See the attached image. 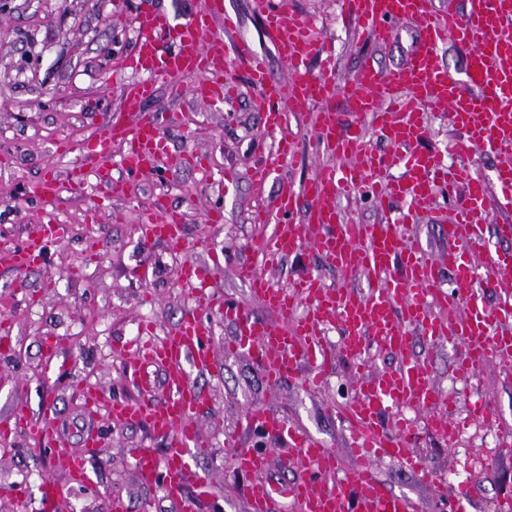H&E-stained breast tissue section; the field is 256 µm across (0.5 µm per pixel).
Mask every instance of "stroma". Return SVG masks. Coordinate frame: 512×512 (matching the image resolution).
<instances>
[{
	"label": "stroma",
	"mask_w": 512,
	"mask_h": 512,
	"mask_svg": "<svg viewBox=\"0 0 512 512\" xmlns=\"http://www.w3.org/2000/svg\"><path fill=\"white\" fill-rule=\"evenodd\" d=\"M224 4L238 20L240 34L266 56L272 77L286 79L288 66L265 34L257 0ZM203 5L204 0H0V247L20 245L30 226L44 221L69 228L68 237L51 244L28 271L0 268V303H7L10 320L8 345L0 350V420L19 403L36 419L49 407L61 447L82 452L83 438L91 430L98 431L102 443L86 457L90 483L67 486L60 512H112L116 495L125 499L129 512H181L188 501L194 512H250L247 489L252 478L238 469L236 451H268L270 463L261 479L276 490L303 476L296 466L282 464L280 437L243 423L244 412L254 406L337 450L341 466L353 462L347 425L326 409L327 404L343 406L355 398L353 362L338 359L334 373L316 387L305 388L288 378L273 386L261 363L247 352H224L225 340L236 334L225 305L242 306L256 320L272 318L234 274L248 244L272 231L271 225L251 223L253 207L272 206L282 183L300 184L319 166L346 165L321 153L316 113H287L283 131L294 151L271 169L260 187L252 181V169L261 156L274 151L277 137L264 129L256 92L245 87L238 98L211 105L188 93L175 94L171 80L162 78L147 109L159 113L172 152L197 156L198 165L162 164L132 177L113 167V177L127 183L125 197L118 200L91 173L85 176L84 196L65 193L50 205L27 196L28 185L48 165L63 172L80 162L82 147L105 114L120 116L124 79L110 76L107 66L112 56L131 53L134 17L154 8L179 14ZM287 6L311 18L316 35L330 46L341 82L366 59L386 73L401 67L419 36L418 20L408 18L398 23L389 44L359 42L340 0H287ZM426 120L430 133L424 148L441 152L448 165L467 166L476 176L495 181L493 158L458 148L447 108L427 109ZM61 144L71 151L59 158L55 151ZM228 169L236 174L231 184L224 181ZM159 198L184 212L186 241L208 237V251H177L167 242L140 237L136 226ZM92 206L99 209L95 224L86 216ZM455 206L452 200L427 201L414 223L400 230L418 240L427 257H441L448 252V234L430 215ZM213 208L222 209L223 223H206ZM301 233L299 254L266 268L271 283L287 287L297 275L311 271L326 288L337 287L341 274L320 262L312 245L314 227H303ZM179 257L209 268L207 305H198L193 286L178 276ZM193 306L199 309L205 341L215 356L211 371L188 370L203 392L195 424L209 450L193 458L181 490L169 495L142 485L134 455L149 448L166 458L174 436L116 423L105 409L90 416L78 384L86 382L108 401L162 399L163 372L137 364L132 348L140 341H162ZM49 342L57 347L52 357L45 352ZM412 351L424 358L441 394L456 397L462 439L449 446L425 429L424 411H411L417 426L415 449L439 483L421 481L388 457L376 463V479L387 491L407 498L413 512H458V493L470 486L475 495L467 512H502V502L512 500V367L488 363L463 377L453 371L464 352L462 344L431 346L419 340ZM480 398L493 413L485 424L468 417L471 403ZM46 478H63L51 452L35 451L20 432L0 439V512H45L41 485Z\"/></svg>",
	"instance_id": "1"
}]
</instances>
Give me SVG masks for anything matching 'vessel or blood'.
Segmentation results:
<instances>
[{
  "mask_svg": "<svg viewBox=\"0 0 512 512\" xmlns=\"http://www.w3.org/2000/svg\"><path fill=\"white\" fill-rule=\"evenodd\" d=\"M345 11L359 32L369 33L378 44H386L401 18L412 16L420 23L417 45L408 62L385 73L366 62L344 84H337L336 69L326 66L320 74L309 73L308 59L320 55L324 46L310 37L305 17L287 11L283 0H258L265 15L268 39L290 68L288 79L270 76L266 59L252 42L236 33V23L224 8V0H205V8L179 17L157 10L141 14L136 28L134 50L116 57L113 73L140 72L139 80L123 90L122 120L105 118L84 147L81 165L69 173L67 184H60L55 171H47L32 185L30 192L44 202L56 201L62 188L75 195L84 193L83 171L95 165L99 179L107 183L112 196H121L122 183L112 176L106 164L113 145H121V164L125 172L138 174L156 168L169 154L161 133L158 113L145 105L156 94V80L193 81L192 91L207 102H220L235 95L237 84L224 67L225 56L245 64L250 87L259 94L260 108L267 131H276L284 111L306 112L318 108L316 133L325 154L349 159V166L338 169L320 167L301 187L283 184L273 211H255L254 223L271 221L279 214L272 236L256 244L268 264L295 254L302 243L292 218L302 214L305 223L315 225L319 235L314 246L319 257L342 274L344 283L325 289L320 278L302 275L289 290L272 287L269 280L249 262L241 263L236 276L247 282L253 293L275 313L272 322L251 320L242 308L229 311L238 334L226 341L228 352L246 350L262 363L270 384L283 377L317 385L333 368L332 347L322 334L323 325L337 320L343 328V355L362 362L368 344L397 355L401 363L394 371L373 374L362 371L358 394L341 415L350 429V446L355 463L340 469L333 449L289 430L268 410L254 407L246 411L247 425L266 432L287 435L288 462L312 468L316 475L332 476L330 491L321 492L313 484L294 486V494L306 512H410L405 497L386 492L373 478L370 468L379 459L392 456L421 476L429 469L409 449L413 426L397 421L396 432L385 429L383 413L404 406L433 409L440 401L423 361L409 357L414 337L430 342L444 339L461 342L466 353L454 366L460 375L473 373L487 360L512 362V333L505 331L512 322V300L504 299L488 307L487 298L495 291L492 279L478 273L467 262L468 253L484 244V227L495 223L498 234L512 239V221H492L486 207L490 190H498L502 209L512 208V0H462L461 8H449L446 14L433 11L432 0H344ZM224 25L223 38L210 37L212 22ZM171 39L173 50L159 55L162 39ZM473 45L466 78L448 74L437 62V47L447 40ZM208 73L204 83H195L199 73ZM343 94L353 114L370 115L372 124L395 151L368 146L354 125H343L338 113L327 105L336 94ZM445 105L451 122L472 151L496 158L495 186L474 176L468 167H448L437 151L419 150L428 134L426 107ZM293 146L280 140L276 150L253 171L255 183H263L269 167L291 155ZM404 163L406 174L389 177V170ZM344 188L363 191L381 208L384 219L378 224L347 223L342 211L328 198ZM466 200L455 211L448 225L453 242L445 261L428 258L420 244L403 236L399 223L414 220L420 203L440 195ZM185 218L182 213L154 207L137 226L143 238L163 240L174 248L183 246ZM60 224H40L20 245L0 251V267L25 271L33 267L49 244L64 238ZM456 281L452 292L438 290L444 271ZM465 304L463 318L450 323L434 314L435 303ZM293 320V334H285L281 321ZM205 328L195 312H188L181 325L162 344H143L134 358L140 364L160 367L170 389L161 403L149 401H112L114 421L141 424L150 430L175 435L178 443L166 462H159L146 448L136 454V467L142 482L178 489L188 458L200 453L193 415L200 405L201 392L190 380L186 364L205 370L211 367V355L203 341ZM313 359L308 373H301L303 360ZM11 427L28 429L39 449L52 443L50 420H33L25 405H17ZM57 465L68 482L84 484L89 475L82 455L58 450ZM252 512H283L284 505L264 483L249 489Z\"/></svg>",
  "mask_w": 512,
  "mask_h": 512,
  "instance_id": "1",
  "label": "vessel or blood"
}]
</instances>
